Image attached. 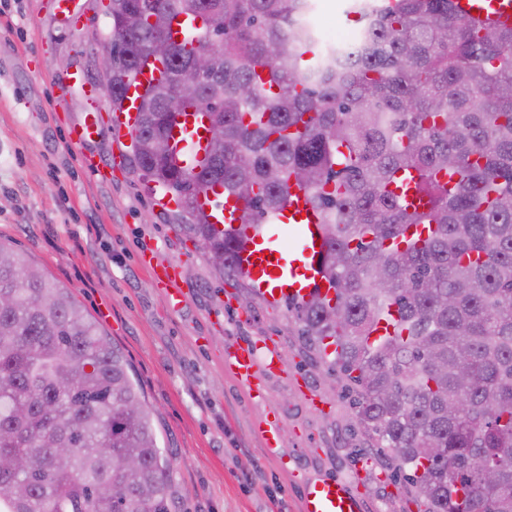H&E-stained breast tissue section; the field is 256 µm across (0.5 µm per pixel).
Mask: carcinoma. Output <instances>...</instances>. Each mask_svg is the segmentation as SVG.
Masks as SVG:
<instances>
[{
    "label": "carcinoma",
    "mask_w": 512,
    "mask_h": 512,
    "mask_svg": "<svg viewBox=\"0 0 512 512\" xmlns=\"http://www.w3.org/2000/svg\"><path fill=\"white\" fill-rule=\"evenodd\" d=\"M311 0H112V111L169 20H203L148 88L132 142L170 134L168 103L214 112L224 152L171 168L133 150L204 253L239 271L246 228L289 180L321 216L335 297L293 301L356 394L365 439L393 453L421 512H512V27L453 0H349L362 40L320 42ZM212 53L202 77L193 57ZM310 53L312 58L303 60ZM427 195L426 213L403 181ZM237 196L218 232L188 197ZM0 241V512H171L153 411L124 355L67 288Z\"/></svg>",
    "instance_id": "obj_1"
}]
</instances>
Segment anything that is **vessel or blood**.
<instances>
[{
	"mask_svg": "<svg viewBox=\"0 0 512 512\" xmlns=\"http://www.w3.org/2000/svg\"><path fill=\"white\" fill-rule=\"evenodd\" d=\"M458 12L478 19H490L512 26V0H453ZM103 124L98 113H87L83 121L69 134L72 146H81L98 138ZM213 191L200 193L198 205L214 217L218 224H236L235 198H227L222 207H215ZM321 217L307 202L306 192L291 186L290 200L277 223L250 227L245 231V242L238 255L244 275L267 296L278 300L306 301L314 294H328L327 281L315 266L324 250ZM295 231L297 246L284 250L280 239L287 231ZM142 264L151 269L156 285L165 287L171 307H180L183 292L178 284L179 269L175 263L159 261L155 253L145 252ZM264 362L267 370H278L281 360L274 353H261L258 345L243 344L226 354L225 364L245 386L255 384L257 362ZM280 420L272 416L261 424L259 432L270 457H278ZM303 512H362L360 499L352 492L350 483L343 478L322 479L306 483L303 489Z\"/></svg>",
	"mask_w": 512,
	"mask_h": 512,
	"instance_id": "obj_1",
	"label": "vessel or blood"
}]
</instances>
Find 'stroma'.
<instances>
[{
  "instance_id": "obj_1",
  "label": "stroma",
  "mask_w": 512,
  "mask_h": 512,
  "mask_svg": "<svg viewBox=\"0 0 512 512\" xmlns=\"http://www.w3.org/2000/svg\"><path fill=\"white\" fill-rule=\"evenodd\" d=\"M107 3L79 0L77 31L52 0H0V239L69 288L125 354L154 410L174 512H302L304 484L333 477L350 480L364 512H420L391 477L389 449L364 444L342 376L310 346L295 310L215 268L132 164L109 180L97 175L95 164L133 155L130 137L111 127L108 100L102 134L70 145L89 108L71 75L99 81ZM149 248L179 265L180 309L141 265ZM243 343L268 344L283 362L276 373L257 365L256 393L224 367ZM273 414L284 469L257 432Z\"/></svg>"
}]
</instances>
